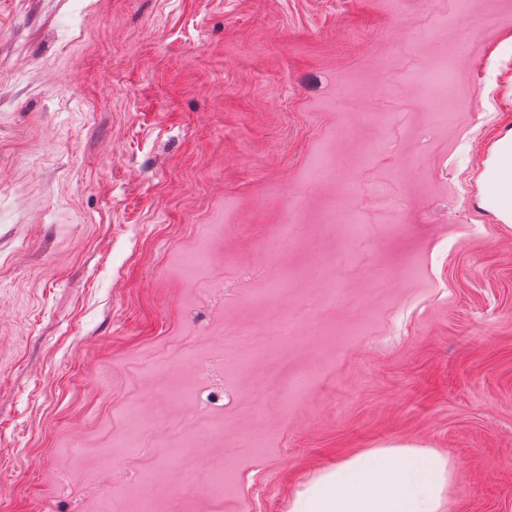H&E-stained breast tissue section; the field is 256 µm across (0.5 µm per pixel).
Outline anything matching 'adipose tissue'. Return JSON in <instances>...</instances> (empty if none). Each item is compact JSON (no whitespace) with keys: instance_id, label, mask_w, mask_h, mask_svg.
<instances>
[{"instance_id":"adipose-tissue-1","label":"adipose tissue","mask_w":512,"mask_h":512,"mask_svg":"<svg viewBox=\"0 0 512 512\" xmlns=\"http://www.w3.org/2000/svg\"><path fill=\"white\" fill-rule=\"evenodd\" d=\"M482 205L512 223V128L494 142L484 165ZM452 482L448 458L431 448L384 446L319 471L288 502L287 512H444Z\"/></svg>"}]
</instances>
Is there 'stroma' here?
Returning <instances> with one entry per match:
<instances>
[{"instance_id":"obj_1","label":"stroma","mask_w":512,"mask_h":512,"mask_svg":"<svg viewBox=\"0 0 512 512\" xmlns=\"http://www.w3.org/2000/svg\"><path fill=\"white\" fill-rule=\"evenodd\" d=\"M507 126L512 0H0V512H285L401 444L512 512ZM489 171L492 177H488ZM481 181L494 187L486 192L482 206L504 221L512 223V128L507 129L494 142L481 174Z\"/></svg>"}]
</instances>
